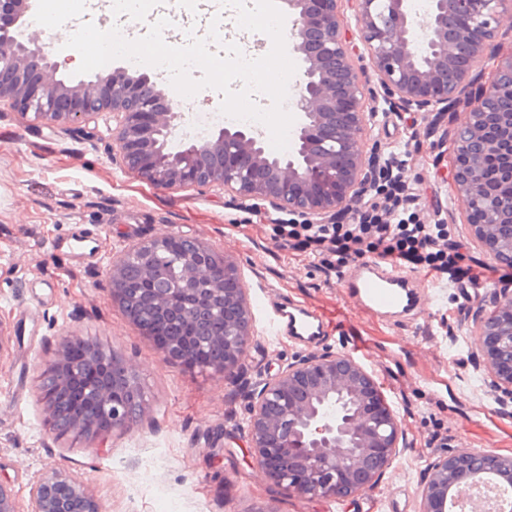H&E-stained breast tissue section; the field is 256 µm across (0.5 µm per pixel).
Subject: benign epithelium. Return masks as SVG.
<instances>
[{"instance_id":"1","label":"benign epithelium","mask_w":512,"mask_h":512,"mask_svg":"<svg viewBox=\"0 0 512 512\" xmlns=\"http://www.w3.org/2000/svg\"><path fill=\"white\" fill-rule=\"evenodd\" d=\"M341 0H283L293 50L303 61L290 101L297 109L286 157L269 154L255 127L226 124L205 138L183 135L189 118L147 74L115 69L94 81L72 84L55 77L49 46L0 25V102L25 117L51 125L96 122L112 114V136L123 168L163 189H230L245 200L269 204L290 224H323L339 213L356 219L366 196L383 192L377 146L367 147L375 113L366 98L389 109L460 112L454 132L455 188L467 216L495 260L512 265V174L486 196L484 158L505 154L512 164V53L500 58L490 83L477 67L492 47L501 22L512 20V0H349L355 28L342 21ZM27 0H0V19H17ZM363 47L367 68L353 55ZM493 115L505 140L484 137ZM181 148L171 151L172 139ZM176 239L163 234L132 244L112 260L106 281L112 298L166 363L198 362L202 345L174 328H208L207 344L224 359L206 369L233 377L252 336V312L238 268L216 249L183 237L177 272L159 261ZM136 266L151 285L171 288L144 304L129 296L126 271ZM484 382L512 399V289L498 288L489 313L476 325ZM122 369L113 383L110 367ZM90 377L83 395L70 402L73 380ZM247 432L253 465L274 486L307 499L346 498L374 488L392 467L405 436L371 371L354 357L328 353L297 360L255 387ZM39 400L47 422L65 434L94 442L109 432L134 428L144 410L138 376L117 352L83 336L62 337L43 370ZM491 473L512 484V454L453 450L432 459L418 486L419 512H447L448 495L460 484ZM102 512L85 486L53 468L34 484L29 512Z\"/></svg>"}]
</instances>
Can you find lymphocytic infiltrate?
<instances>
[{"mask_svg": "<svg viewBox=\"0 0 512 512\" xmlns=\"http://www.w3.org/2000/svg\"><path fill=\"white\" fill-rule=\"evenodd\" d=\"M284 234L293 248L319 257L328 266L370 254L435 272L453 284L479 279L461 241L454 239L447 225L412 223L392 212L380 213L372 204L365 206L359 221L335 224L327 231L318 224H292Z\"/></svg>", "mask_w": 512, "mask_h": 512, "instance_id": "lymphocytic-infiltrate-1", "label": "lymphocytic infiltrate"}]
</instances>
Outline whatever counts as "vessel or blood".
<instances>
[{
  "label": "vessel or blood",
  "mask_w": 512,
  "mask_h": 512,
  "mask_svg": "<svg viewBox=\"0 0 512 512\" xmlns=\"http://www.w3.org/2000/svg\"><path fill=\"white\" fill-rule=\"evenodd\" d=\"M341 282L353 306L378 320L418 316L424 311L414 278L383 261L356 260L345 269ZM271 323L276 333L314 343L321 341L330 326L322 313L294 302L274 306Z\"/></svg>",
  "instance_id": "obj_1"
}]
</instances>
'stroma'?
<instances>
[{
	"label": "stroma",
	"mask_w": 512,
	"mask_h": 512,
	"mask_svg": "<svg viewBox=\"0 0 512 512\" xmlns=\"http://www.w3.org/2000/svg\"><path fill=\"white\" fill-rule=\"evenodd\" d=\"M84 0H43L57 77L79 82V53L49 40L46 25L81 15ZM458 116L379 111L369 142L402 161L418 195L413 218L445 224L480 263L482 281L444 289L429 318L386 323L345 301L342 267L324 268L288 246L275 212L229 190L158 188L125 171L112 122L64 129L0 106V480L27 512L38 476L59 467L102 512H417L418 485L434 457L458 448L512 454V403L484 383L469 342L493 289L512 271L486 252L454 188ZM176 233L211 244L234 263L252 306L253 336L235 380L172 367L113 303L106 272L129 245ZM296 301L333 316L331 336L306 345L272 334L261 305ZM93 339L138 373L145 409L129 432L94 443L50 431L38 376L62 336ZM365 348L364 360L398 412L406 445L373 490L340 503L277 488L254 467L245 420L249 393L297 359Z\"/></svg>",
	"instance_id": "stroma-1"
}]
</instances>
